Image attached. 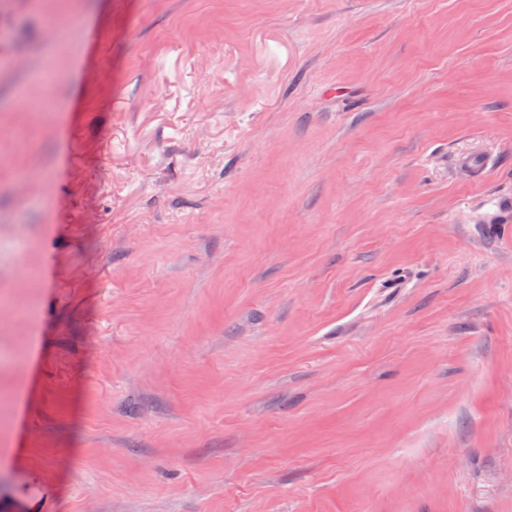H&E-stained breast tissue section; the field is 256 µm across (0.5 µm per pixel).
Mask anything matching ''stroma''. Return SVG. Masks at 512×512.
<instances>
[{
	"label": "stroma",
	"mask_w": 512,
	"mask_h": 512,
	"mask_svg": "<svg viewBox=\"0 0 512 512\" xmlns=\"http://www.w3.org/2000/svg\"><path fill=\"white\" fill-rule=\"evenodd\" d=\"M0 512H512V0H0Z\"/></svg>",
	"instance_id": "1"
}]
</instances>
